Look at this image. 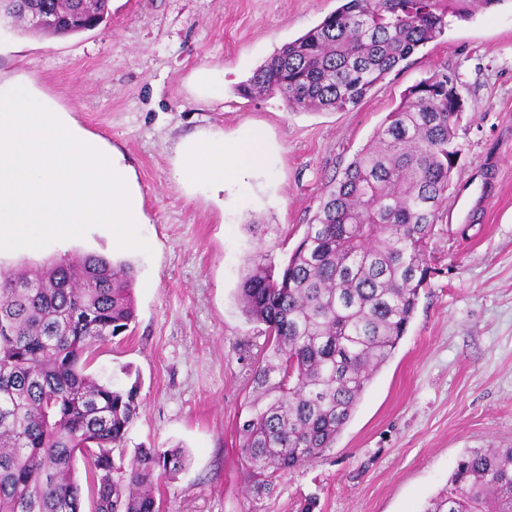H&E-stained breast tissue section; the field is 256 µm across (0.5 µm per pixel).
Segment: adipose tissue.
Returning <instances> with one entry per match:
<instances>
[{"mask_svg":"<svg viewBox=\"0 0 512 512\" xmlns=\"http://www.w3.org/2000/svg\"><path fill=\"white\" fill-rule=\"evenodd\" d=\"M264 160L259 134L232 141L201 139L185 146L181 175L191 183L227 189L239 183L243 172L260 166Z\"/></svg>","mask_w":512,"mask_h":512,"instance_id":"obj_1","label":"adipose tissue"}]
</instances>
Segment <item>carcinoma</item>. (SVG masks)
<instances>
[{
	"label": "carcinoma",
	"mask_w": 512,
	"mask_h": 512,
	"mask_svg": "<svg viewBox=\"0 0 512 512\" xmlns=\"http://www.w3.org/2000/svg\"><path fill=\"white\" fill-rule=\"evenodd\" d=\"M505 0H343L240 86L293 111L357 106L417 49ZM55 21L48 33L99 25L109 0H22ZM465 111L458 74L411 86L370 144L332 179L288 262L260 253L237 302L265 326L263 359L238 423V457L254 498L334 446L373 375L391 357L431 275L428 242L448 198ZM134 266L96 254L0 273V512H82L76 459L94 512H160L156 490L186 464L183 448L112 450L138 414L137 386L86 372L136 319ZM424 512H512V448L462 457Z\"/></svg>",
	"instance_id": "1"
}]
</instances>
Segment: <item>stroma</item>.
I'll list each match as a JSON object with an SVG mask.
<instances>
[{"mask_svg":"<svg viewBox=\"0 0 512 512\" xmlns=\"http://www.w3.org/2000/svg\"><path fill=\"white\" fill-rule=\"evenodd\" d=\"M340 0H110L107 22L77 35L0 28V75L23 73L80 127L118 153L143 203L150 253L113 249L112 234L42 253L0 252V270L74 253L135 269L132 333L94 357L103 381L137 384L139 411L117 459L182 446L185 469L162 483V512H423L460 458L512 446V0L453 25L346 111L295 112L280 95L238 85ZM448 66L464 83L459 167L428 245L437 272L406 335L375 374L333 448L257 500L242 480L236 424L262 356L236 289L250 256L287 263L326 184L367 145L405 90ZM224 81L203 98L195 73ZM260 128L264 165L239 191L178 173L200 138Z\"/></svg>","mask_w":512,"mask_h":512,"instance_id":"obj_1","label":"stroma"}]
</instances>
